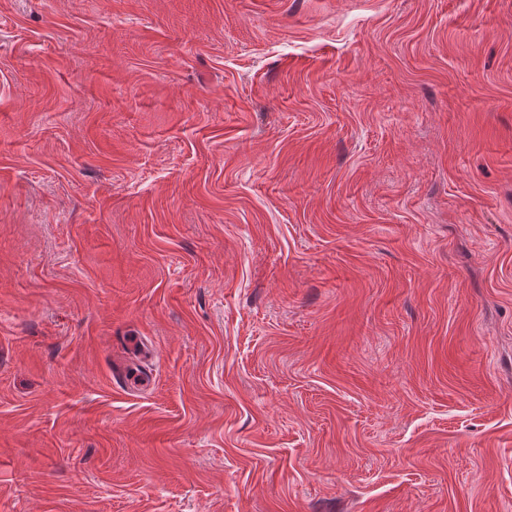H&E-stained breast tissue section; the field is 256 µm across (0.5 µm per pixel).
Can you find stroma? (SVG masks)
Returning <instances> with one entry per match:
<instances>
[{
    "instance_id": "obj_1",
    "label": "stroma",
    "mask_w": 512,
    "mask_h": 512,
    "mask_svg": "<svg viewBox=\"0 0 512 512\" xmlns=\"http://www.w3.org/2000/svg\"><path fill=\"white\" fill-rule=\"evenodd\" d=\"M0 512H512V0H0Z\"/></svg>"
}]
</instances>
